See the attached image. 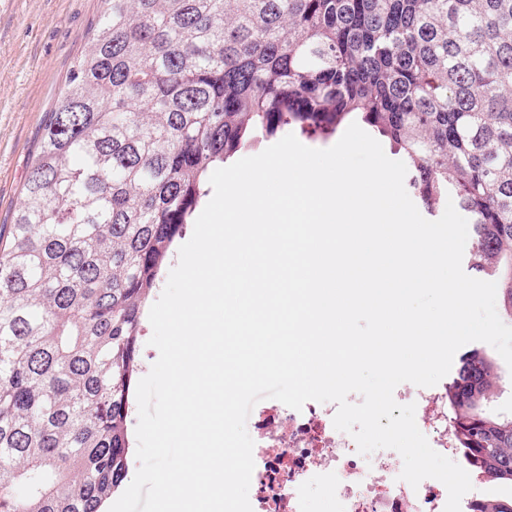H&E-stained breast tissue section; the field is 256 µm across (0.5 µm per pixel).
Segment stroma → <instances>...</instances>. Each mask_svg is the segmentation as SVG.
I'll use <instances>...</instances> for the list:
<instances>
[{
    "instance_id": "35a3bbf8",
    "label": "stroma",
    "mask_w": 512,
    "mask_h": 512,
    "mask_svg": "<svg viewBox=\"0 0 512 512\" xmlns=\"http://www.w3.org/2000/svg\"><path fill=\"white\" fill-rule=\"evenodd\" d=\"M100 0H0V232L42 145V121L90 48Z\"/></svg>"
}]
</instances>
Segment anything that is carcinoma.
<instances>
[{
    "instance_id": "carcinoma-1",
    "label": "carcinoma",
    "mask_w": 512,
    "mask_h": 512,
    "mask_svg": "<svg viewBox=\"0 0 512 512\" xmlns=\"http://www.w3.org/2000/svg\"><path fill=\"white\" fill-rule=\"evenodd\" d=\"M0 234V512H102L128 471L145 309L212 172L359 119L512 317V0H100ZM474 351L448 387L459 455L512 488V419ZM470 512H512V495Z\"/></svg>"
}]
</instances>
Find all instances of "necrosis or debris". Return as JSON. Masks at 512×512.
I'll use <instances>...</instances> for the list:
<instances>
[{
    "label": "necrosis or debris",
    "mask_w": 512,
    "mask_h": 512,
    "mask_svg": "<svg viewBox=\"0 0 512 512\" xmlns=\"http://www.w3.org/2000/svg\"><path fill=\"white\" fill-rule=\"evenodd\" d=\"M400 404H415V416L432 448L447 456L458 450L448 429V390L405 388ZM334 403L307 402L302 410L272 406L259 412L254 425L256 488L253 512H304L303 491L320 482L335 512H444L448 492L434 479L418 487L401 481L400 455L380 449L358 454L353 438L335 429Z\"/></svg>",
    "instance_id": "obj_1"
}]
</instances>
